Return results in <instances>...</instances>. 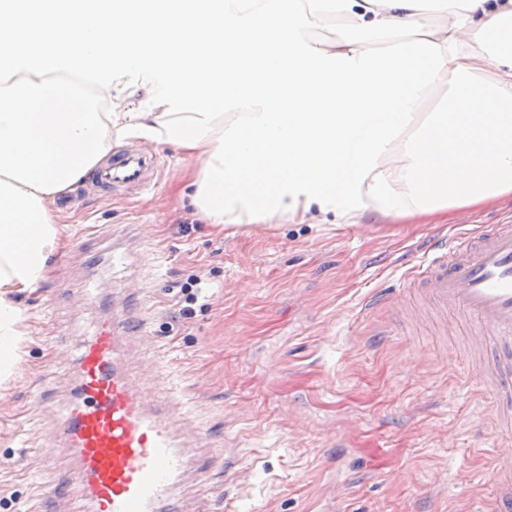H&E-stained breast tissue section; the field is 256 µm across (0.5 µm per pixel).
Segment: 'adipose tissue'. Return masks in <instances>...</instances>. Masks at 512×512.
Segmentation results:
<instances>
[{
  "label": "adipose tissue",
  "instance_id": "1",
  "mask_svg": "<svg viewBox=\"0 0 512 512\" xmlns=\"http://www.w3.org/2000/svg\"><path fill=\"white\" fill-rule=\"evenodd\" d=\"M422 4L0 0V378L28 334L14 298L61 244L53 205L113 140L201 157L192 203L231 227L512 196V0ZM332 18L344 32L316 38Z\"/></svg>",
  "mask_w": 512,
  "mask_h": 512
}]
</instances>
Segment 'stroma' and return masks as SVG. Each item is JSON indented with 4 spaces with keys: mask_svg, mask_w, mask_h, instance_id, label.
Instances as JSON below:
<instances>
[{
    "mask_svg": "<svg viewBox=\"0 0 512 512\" xmlns=\"http://www.w3.org/2000/svg\"><path fill=\"white\" fill-rule=\"evenodd\" d=\"M150 148L167 162L151 193H92L55 209L62 251L108 225H135L140 246L122 265L51 264L21 296L28 336L0 384V512L39 507L68 467L55 408L78 330L98 311L81 293L91 277L107 292L135 289L149 333L131 343L133 372L148 379L141 356L155 353L186 435L205 431L226 461L228 473L199 492L209 512L228 502L236 512H478L512 439L490 427L495 403L465 359L463 331L427 317L407 276L428 239L512 223V197L413 223L319 214L224 227L184 199L198 159ZM192 274L212 276L211 308L170 333L173 290ZM378 290L399 292L400 304L369 308Z\"/></svg>",
    "mask_w": 512,
    "mask_h": 512,
    "instance_id": "obj_1",
    "label": "stroma"
}]
</instances>
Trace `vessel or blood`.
<instances>
[{"mask_svg":"<svg viewBox=\"0 0 512 512\" xmlns=\"http://www.w3.org/2000/svg\"><path fill=\"white\" fill-rule=\"evenodd\" d=\"M164 162L154 151L122 145L95 168L90 184L100 193L157 185ZM78 253L122 261L128 250L113 243L111 231L80 241ZM414 281L430 304L475 329L473 346L485 344L486 330L501 343L498 406L512 407V224H495L478 235L433 239L416 264ZM131 291L105 301L99 319L80 344L55 436L74 460L72 469L46 495L41 512H58L60 499H77L82 512H194L181 482L206 484L216 469L207 451H190L180 431L183 419L170 401L161 371L144 383L128 370V342L145 325L129 308ZM500 493L482 512H512V457L498 470Z\"/></svg>","mask_w":512,"mask_h":512,"instance_id":"1","label":"vessel or blood"}]
</instances>
